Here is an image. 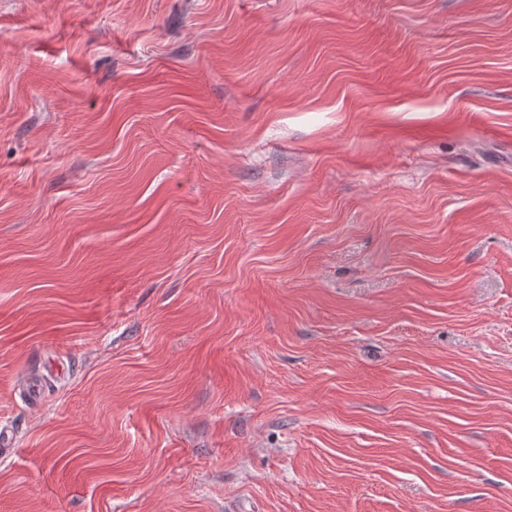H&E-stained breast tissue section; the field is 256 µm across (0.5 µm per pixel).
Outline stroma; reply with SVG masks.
<instances>
[{
  "mask_svg": "<svg viewBox=\"0 0 512 512\" xmlns=\"http://www.w3.org/2000/svg\"><path fill=\"white\" fill-rule=\"evenodd\" d=\"M0 512H512V0H0Z\"/></svg>",
  "mask_w": 512,
  "mask_h": 512,
  "instance_id": "1",
  "label": "stroma"
}]
</instances>
